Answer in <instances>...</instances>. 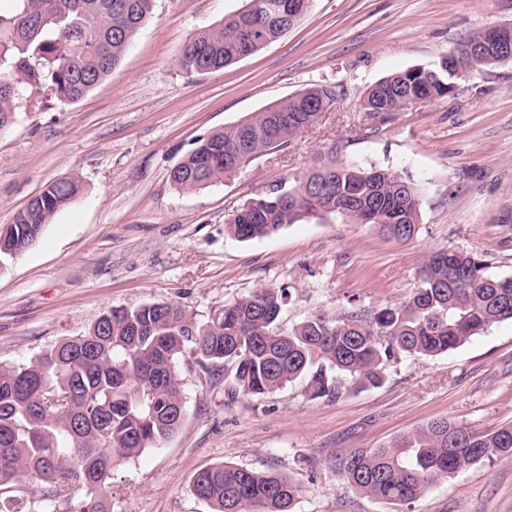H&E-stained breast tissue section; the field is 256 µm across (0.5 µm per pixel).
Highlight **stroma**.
<instances>
[{
  "mask_svg": "<svg viewBox=\"0 0 512 512\" xmlns=\"http://www.w3.org/2000/svg\"><path fill=\"white\" fill-rule=\"evenodd\" d=\"M245 5L155 0L121 63L90 93L18 108L0 130V225L46 184L71 176L81 184L40 242L0 273V363L28 362L112 308L149 302L178 303L203 322L273 286L286 291L285 330L352 299L396 305L440 248L477 253L488 274L512 276V61L381 124L361 107L381 79L512 23V0H313L285 35L221 71L181 66L187 41ZM311 83L335 85L338 101L288 148L196 191L173 186L171 169L199 136ZM333 144L420 186L413 238L334 217L248 242L226 231L233 211L307 171ZM182 374L181 430L115 472L112 512H210L190 484L220 463L290 475L302 488L295 512H399L348 487L337 451L378 448L441 418L485 432L512 423V321L448 353L402 360L380 387L337 398H310L299 382L235 396L223 370L191 359ZM412 512H512V455L438 481Z\"/></svg>",
  "mask_w": 512,
  "mask_h": 512,
  "instance_id": "35a3bbf8",
  "label": "stroma"
}]
</instances>
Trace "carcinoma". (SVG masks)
Masks as SVG:
<instances>
[{"label":"carcinoma","mask_w":512,"mask_h":512,"mask_svg":"<svg viewBox=\"0 0 512 512\" xmlns=\"http://www.w3.org/2000/svg\"><path fill=\"white\" fill-rule=\"evenodd\" d=\"M0 13V129L24 102L42 109L53 98L76 102L121 62L152 13L155 0H13ZM253 22L266 36L251 38L242 13L198 32L180 64L215 72L283 36L263 3ZM460 47L474 73L500 60ZM448 95L440 60L383 78L363 100L369 119L383 123L406 100ZM338 101L336 86L311 84L239 123L199 137L170 171L189 192L224 181L254 160L280 151ZM75 178L47 185L11 224L0 227V271L38 242L46 224L79 193ZM422 195L390 168L344 158L331 146L293 182H281L245 202L225 222L240 241L271 236L289 224L338 216L410 239L420 222ZM286 293L259 288L201 322L171 302L113 308L84 333L29 362L0 364V512H112V473L172 438L185 420V357L206 369L221 365L233 391L261 397L300 381L311 398H337L351 387L380 386L388 366L404 357H435L491 326L512 320V277L486 273L481 257L463 250L427 255L419 284L399 305L369 310L354 302L319 312L284 331ZM512 455V424L485 433L440 419L393 438L381 448L342 451L337 465L358 493L409 507L439 479L498 455ZM301 489L291 477L220 463L200 470L191 493L211 512H294Z\"/></svg>","instance_id":"carcinoma-1"}]
</instances>
